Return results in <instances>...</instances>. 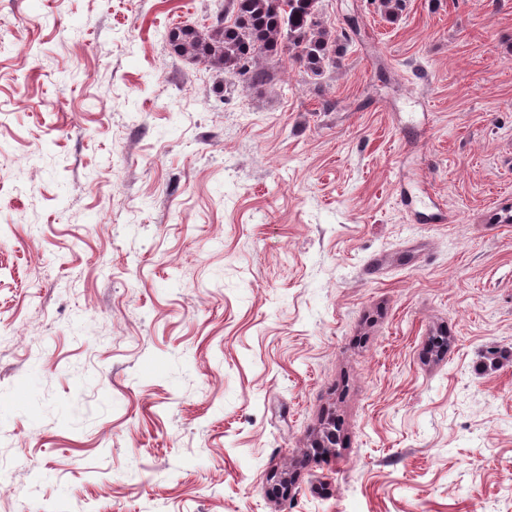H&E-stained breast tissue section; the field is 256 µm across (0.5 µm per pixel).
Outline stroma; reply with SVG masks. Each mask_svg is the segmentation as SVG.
<instances>
[{
    "instance_id": "obj_1",
    "label": "stroma",
    "mask_w": 512,
    "mask_h": 512,
    "mask_svg": "<svg viewBox=\"0 0 512 512\" xmlns=\"http://www.w3.org/2000/svg\"><path fill=\"white\" fill-rule=\"evenodd\" d=\"M217 2L0 0V512H512V0ZM278 1L224 0L209 26L172 27L169 45L189 63L237 76L249 87L269 81L261 60L286 51L311 76L336 66L348 35L327 28L321 0Z\"/></svg>"
}]
</instances>
